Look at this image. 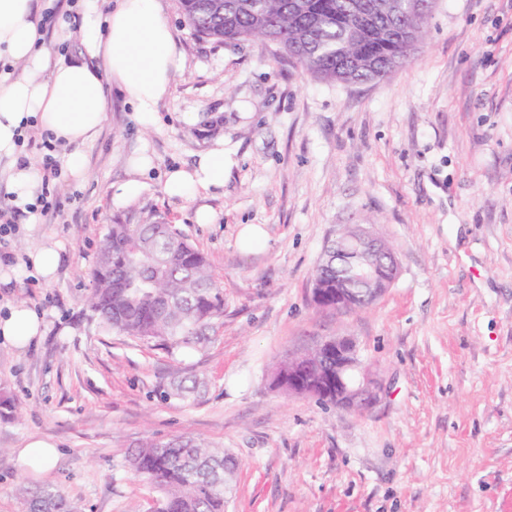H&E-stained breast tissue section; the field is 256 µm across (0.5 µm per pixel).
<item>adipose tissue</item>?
I'll use <instances>...</instances> for the list:
<instances>
[{"label": "adipose tissue", "instance_id": "obj_1", "mask_svg": "<svg viewBox=\"0 0 512 512\" xmlns=\"http://www.w3.org/2000/svg\"><path fill=\"white\" fill-rule=\"evenodd\" d=\"M40 20L38 0H0V158L11 162L8 182L21 206L35 203L42 179L35 165L17 162L19 140L28 129L50 133L69 147L65 176L83 182L82 149L96 141L106 117L105 82L118 85L140 124L148 127L182 65L160 0H120L103 34L98 31L95 0H84L82 45L89 57L100 60L97 68L60 60L45 44ZM231 165L223 140H216L191 165L168 170L163 191L172 199L194 200L222 189ZM42 333L41 319L27 304H15L0 317V338L17 347H27Z\"/></svg>", "mask_w": 512, "mask_h": 512}]
</instances>
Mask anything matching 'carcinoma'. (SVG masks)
Listing matches in <instances>:
<instances>
[{
  "label": "carcinoma",
  "instance_id": "1",
  "mask_svg": "<svg viewBox=\"0 0 512 512\" xmlns=\"http://www.w3.org/2000/svg\"><path fill=\"white\" fill-rule=\"evenodd\" d=\"M400 0H179L194 33L218 42L275 44L303 69L327 80L382 79L411 57L409 18ZM91 271L85 309L113 334L173 354L208 342L224 316V293L210 263L174 224H112ZM199 377L162 392L195 401ZM163 494L157 512H225L238 468L222 448L187 435L149 441L128 456ZM24 512H80L53 487H18Z\"/></svg>",
  "mask_w": 512,
  "mask_h": 512
}]
</instances>
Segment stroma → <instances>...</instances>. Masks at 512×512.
<instances>
[{"label": "stroma", "instance_id": "1", "mask_svg": "<svg viewBox=\"0 0 512 512\" xmlns=\"http://www.w3.org/2000/svg\"><path fill=\"white\" fill-rule=\"evenodd\" d=\"M164 11L184 65L142 127L106 85L107 119L85 147L87 177L59 179L60 209L20 226V256L59 242L56 277L21 267L0 280V315L18 302L39 342L0 339V512L18 485L53 486L82 512H153L160 497L127 450L188 432L237 457L228 512H512V0H437L408 63L367 83L325 81L277 46L220 43ZM223 138V190L183 203L165 173ZM154 159L138 199L112 205L138 148ZM210 209V224L194 221ZM177 225L210 259L224 316L204 349H165L104 332L83 308L112 224ZM266 247L241 253L240 225ZM367 224L400 273L368 309L312 300L313 272L341 225ZM346 336L382 390L370 411L322 407L274 387L288 353ZM204 377L196 402L159 393ZM60 450L47 472L19 452Z\"/></svg>", "mask_w": 512, "mask_h": 512}]
</instances>
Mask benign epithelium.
Returning <instances> with one entry per match:
<instances>
[{"instance_id": "1", "label": "benign epithelium", "mask_w": 512, "mask_h": 512, "mask_svg": "<svg viewBox=\"0 0 512 512\" xmlns=\"http://www.w3.org/2000/svg\"><path fill=\"white\" fill-rule=\"evenodd\" d=\"M388 267L389 275H379V268ZM324 267L336 269V304L331 309L338 313L363 310L375 303L395 282L399 262L392 249L381 238L362 224L353 225V232L336 239V253L324 259ZM336 349V387L341 390L342 404L365 412L379 400L376 381L362 370L356 344L349 337L321 341L300 358L307 359L314 352L323 358ZM307 365H299L288 374V392L308 395Z\"/></svg>"}]
</instances>
